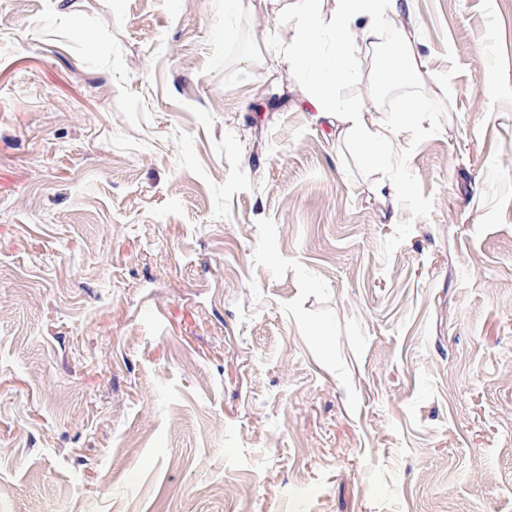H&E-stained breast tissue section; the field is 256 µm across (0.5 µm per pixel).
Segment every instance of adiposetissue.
Returning a JSON list of instances; mask_svg holds the SVG:
<instances>
[{
    "label": "adipose tissue",
    "mask_w": 512,
    "mask_h": 512,
    "mask_svg": "<svg viewBox=\"0 0 512 512\" xmlns=\"http://www.w3.org/2000/svg\"><path fill=\"white\" fill-rule=\"evenodd\" d=\"M319 0H295L296 35L282 42L277 56L285 70L293 72L312 61L324 63L326 71L309 82L303 97L315 111L344 125L359 142L365 157L374 164H385L396 143L387 129L370 127L364 110L342 100L337 84L356 76L353 48L357 42L369 45L388 43L389 49L373 63L370 85L381 90L399 84L424 81L419 64L413 63L414 50L402 40L387 42L383 18L400 17L408 0H335L329 18H322Z\"/></svg>",
    "instance_id": "ef3b65f1"
}]
</instances>
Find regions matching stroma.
Listing matches in <instances>:
<instances>
[{"mask_svg": "<svg viewBox=\"0 0 512 512\" xmlns=\"http://www.w3.org/2000/svg\"><path fill=\"white\" fill-rule=\"evenodd\" d=\"M382 25L375 167L284 6L0 0V512H512V0ZM388 48L387 53L373 63L370 85L374 91L399 84L424 82L423 72L416 61L407 66L399 64L401 59L415 60L413 47L409 43L397 40L389 44Z\"/></svg>", "mask_w": 512, "mask_h": 512, "instance_id": "obj_1", "label": "stroma"}]
</instances>
